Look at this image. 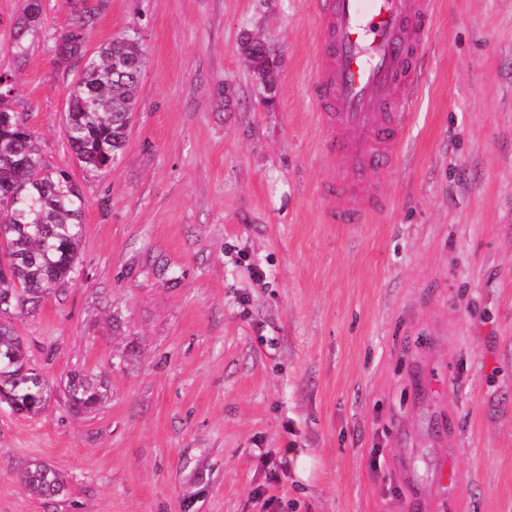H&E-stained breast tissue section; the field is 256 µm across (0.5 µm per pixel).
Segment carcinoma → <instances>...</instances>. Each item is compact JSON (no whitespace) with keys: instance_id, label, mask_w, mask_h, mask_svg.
Returning <instances> with one entry per match:
<instances>
[{"instance_id":"obj_1","label":"carcinoma","mask_w":512,"mask_h":512,"mask_svg":"<svg viewBox=\"0 0 512 512\" xmlns=\"http://www.w3.org/2000/svg\"><path fill=\"white\" fill-rule=\"evenodd\" d=\"M73 15L60 38L67 50L60 64L82 53L91 11L82 0H65ZM41 27L40 0H26L17 18L12 48L21 57ZM145 54L138 33L122 34L99 48L69 92L65 136L87 171L112 167L123 149L129 115L138 92ZM83 201L70 176L46 170L28 117L0 106V313L23 314L64 284L75 271L83 237ZM45 389L28 366L27 352L13 328L0 322V401L26 404ZM102 399L99 386L74 376L70 407L84 412ZM33 495L50 498L65 490L62 474L38 461L20 471Z\"/></svg>"}]
</instances>
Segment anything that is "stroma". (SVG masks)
Returning <instances> with one entry per match:
<instances>
[{"instance_id": "35a3bbf8", "label": "stroma", "mask_w": 512, "mask_h": 512, "mask_svg": "<svg viewBox=\"0 0 512 512\" xmlns=\"http://www.w3.org/2000/svg\"><path fill=\"white\" fill-rule=\"evenodd\" d=\"M23 5L0 0L5 103L70 173L84 235L73 278L11 319L47 392L35 414L0 403V512H512V0H436L401 160L373 173L388 204L363 224L325 220L316 0H86L62 65L64 0L19 58ZM130 30L126 143L87 172L69 92ZM78 374L104 386L82 415ZM33 460L65 494H29ZM70 8L73 15V21L68 31L60 38L59 44H64L67 50L66 60L63 57H57L56 61L60 64L65 63L72 59L74 56L81 55L82 48L85 43L87 31L91 24V10H85L83 1L80 0H65L64 1Z\"/></svg>"}]
</instances>
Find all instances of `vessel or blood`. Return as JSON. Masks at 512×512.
<instances>
[{
	"instance_id": "b4317fda",
	"label": "vessel or blood",
	"mask_w": 512,
	"mask_h": 512,
	"mask_svg": "<svg viewBox=\"0 0 512 512\" xmlns=\"http://www.w3.org/2000/svg\"><path fill=\"white\" fill-rule=\"evenodd\" d=\"M434 0H318L316 107L336 172L328 219L359 224L386 199L369 172L399 160Z\"/></svg>"
}]
</instances>
